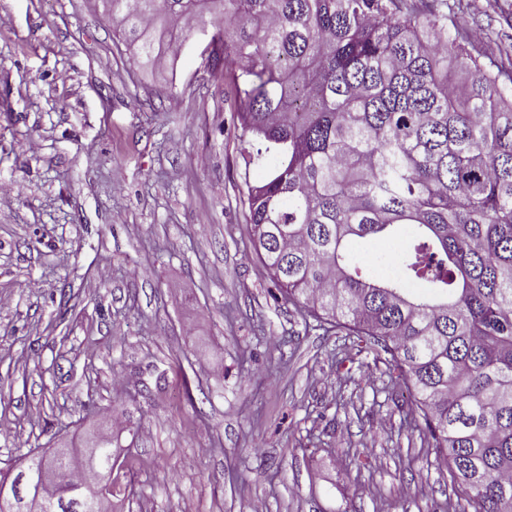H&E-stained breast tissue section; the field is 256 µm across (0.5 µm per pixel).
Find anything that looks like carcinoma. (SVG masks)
<instances>
[{
	"instance_id": "1",
	"label": "carcinoma",
	"mask_w": 512,
	"mask_h": 512,
	"mask_svg": "<svg viewBox=\"0 0 512 512\" xmlns=\"http://www.w3.org/2000/svg\"><path fill=\"white\" fill-rule=\"evenodd\" d=\"M435 0H112L137 62L160 63L203 11L207 59L240 99L255 252L280 294L382 345L472 512H512V88ZM401 240L371 280L356 239ZM427 291L416 295L406 283ZM115 489L125 463L109 464ZM48 512L109 498L59 462Z\"/></svg>"
}]
</instances>
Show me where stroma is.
Instances as JSON below:
<instances>
[{"mask_svg": "<svg viewBox=\"0 0 512 512\" xmlns=\"http://www.w3.org/2000/svg\"><path fill=\"white\" fill-rule=\"evenodd\" d=\"M454 22L512 66V0ZM206 44L134 65L98 0H0V468L109 413L112 512H462L380 345L315 328L256 257L262 172Z\"/></svg>", "mask_w": 512, "mask_h": 512, "instance_id": "obj_1", "label": "stroma"}]
</instances>
